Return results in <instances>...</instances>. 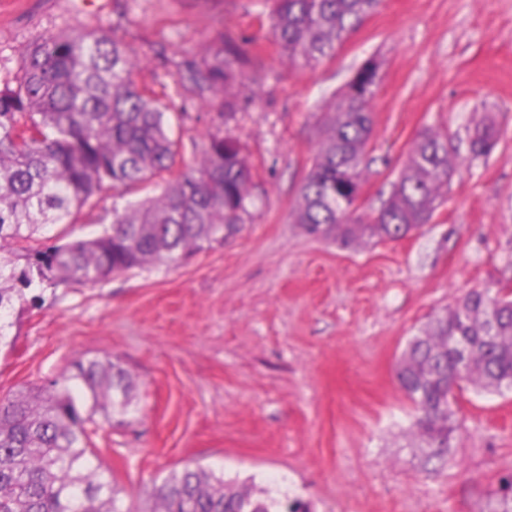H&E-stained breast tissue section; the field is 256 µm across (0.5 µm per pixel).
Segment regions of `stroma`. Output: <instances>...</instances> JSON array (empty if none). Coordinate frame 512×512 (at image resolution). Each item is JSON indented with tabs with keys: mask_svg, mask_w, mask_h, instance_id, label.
Returning a JSON list of instances; mask_svg holds the SVG:
<instances>
[{
	"mask_svg": "<svg viewBox=\"0 0 512 512\" xmlns=\"http://www.w3.org/2000/svg\"><path fill=\"white\" fill-rule=\"evenodd\" d=\"M92 26L148 54L138 84L188 99L171 117L184 163L228 127L256 207L239 232L178 264L61 284L12 309L0 401L51 391L78 359L119 362L137 411L98 422L90 446L133 512H152L155 486L196 466L309 512H480L512 472V393L460 392L454 445L427 467L395 370L435 315L512 279V0H381L312 67L281 55L255 0H0V86L39 38ZM221 33L249 60L226 125L179 83ZM370 58L379 82L364 207L381 206L424 130L446 133L456 170L422 231L342 249L292 213L333 93ZM482 121L498 145L474 159ZM174 178L104 189L40 239L96 236L113 206L159 196Z\"/></svg>",
	"mask_w": 512,
	"mask_h": 512,
	"instance_id": "stroma-1",
	"label": "stroma"
}]
</instances>
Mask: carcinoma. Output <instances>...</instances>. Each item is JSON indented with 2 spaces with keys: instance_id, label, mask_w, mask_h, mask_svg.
Here are the masks:
<instances>
[{
  "instance_id": "obj_1",
  "label": "carcinoma",
  "mask_w": 512,
  "mask_h": 512,
  "mask_svg": "<svg viewBox=\"0 0 512 512\" xmlns=\"http://www.w3.org/2000/svg\"><path fill=\"white\" fill-rule=\"evenodd\" d=\"M274 43L290 62L332 57L380 0H262ZM213 58L186 63L196 95L230 119L226 88L246 60L224 35ZM148 63L114 34L91 27L39 40L0 89V311L32 287L98 283L133 269L173 265L240 230L256 199L238 140L211 133L198 159L155 198L112 209L102 234L48 247L21 246L54 224H69L105 186L128 188L169 171L180 157L172 103L136 84ZM378 65L362 64L326 113L320 143L294 211L307 235L341 248L397 240L430 223L455 171L443 134L424 131L389 197L362 208L373 133L369 103ZM497 131L478 124L470 151L486 157ZM467 346L466 354L457 345ZM397 379L413 404V432L440 461L458 429L453 406L468 384L512 391V291L474 289L436 316L403 353ZM134 386L120 364L75 363L60 388L0 402V512H132L122 509L110 471L91 459L88 425L134 412ZM151 512H303L264 490L238 486L202 467L173 473L154 492ZM482 512H512V474Z\"/></svg>"
}]
</instances>
